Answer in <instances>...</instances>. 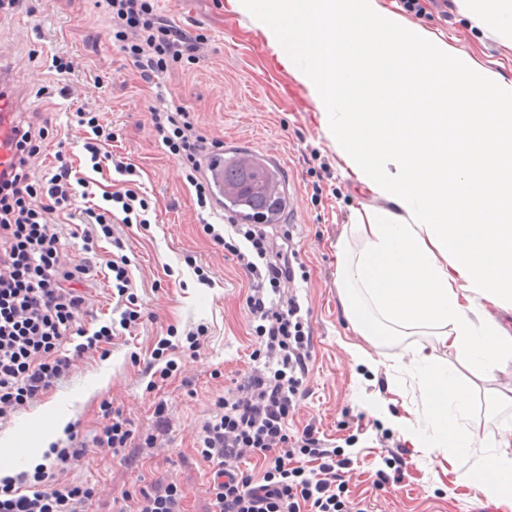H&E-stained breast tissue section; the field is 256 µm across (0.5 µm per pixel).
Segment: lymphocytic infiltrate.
I'll return each instance as SVG.
<instances>
[{
    "mask_svg": "<svg viewBox=\"0 0 512 512\" xmlns=\"http://www.w3.org/2000/svg\"><path fill=\"white\" fill-rule=\"evenodd\" d=\"M102 2L113 41L156 91L149 107L155 138L181 160L199 207H206L213 201V188L201 174V162L220 155L223 145L202 133L195 112L167 102L163 94L175 69L199 62L202 37L158 14L154 0ZM77 117L93 170L108 161L116 173L132 175L131 164L104 152L113 135L99 113L81 108ZM16 132L18 162L10 172L0 173V422L61 382L76 360L111 340L115 327L126 328L142 318L129 291L128 259L121 255L106 262L122 307L118 325H104L90 334L80 327L88 312L87 283L94 261L88 257L72 262L60 225L95 224L108 236L116 224H151L150 204L140 188L113 192L111 208L101 207L93 201L91 181L77 177L64 152H56L45 175L35 176L45 129L22 120ZM79 198L84 201L80 207L75 204ZM226 223L223 233L211 224L203 230L235 257L248 279L246 305L255 347L241 382L217 400V412L196 431V451L211 478V512H369L365 500L345 497L340 472L350 468V458L329 447L313 428L297 436L288 432V420L307 394L312 359L309 325L297 297H279L281 288L296 278L293 234L283 230L285 245L280 248L263 225L231 217ZM76 335L81 343H73ZM68 343L74 350L67 356L62 349ZM132 438L129 420L116 411L89 443L117 455ZM89 443L69 434L51 466H39L29 479L1 478L0 512H85L95 488L61 487L53 476ZM299 455L313 458L316 468L295 464ZM250 457L263 462L260 480L239 468ZM184 499L180 486L158 478L136 492L133 506L116 501L115 512H184Z\"/></svg>",
    "mask_w": 512,
    "mask_h": 512,
    "instance_id": "lymphocytic-infiltrate-1",
    "label": "lymphocytic infiltrate"
}]
</instances>
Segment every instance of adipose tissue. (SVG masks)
I'll return each mask as SVG.
<instances>
[{"label":"adipose tissue","instance_id":"ef3b65f1","mask_svg":"<svg viewBox=\"0 0 512 512\" xmlns=\"http://www.w3.org/2000/svg\"><path fill=\"white\" fill-rule=\"evenodd\" d=\"M309 91L342 170L382 206H364L351 254L336 243V286L355 331L378 344L417 328L481 377L512 366V79L409 22L384 0H233ZM512 49V0H453ZM425 421L386 413L414 447L464 471L476 494L512 512V440L477 453L460 424L469 382L416 351Z\"/></svg>","mask_w":512,"mask_h":512}]
</instances>
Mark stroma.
Masks as SVG:
<instances>
[{"instance_id":"35a3bbf8","label":"stroma","mask_w":512,"mask_h":512,"mask_svg":"<svg viewBox=\"0 0 512 512\" xmlns=\"http://www.w3.org/2000/svg\"><path fill=\"white\" fill-rule=\"evenodd\" d=\"M158 12L183 30L203 35L207 52L198 64L175 71L166 82V99L195 110L202 132L225 148L258 154L277 166L293 203L280 224L293 227V242L306 272L291 284L306 311L312 334L308 394L302 398L288 432L316 428L319 438L352 459L346 478L352 497L370 500L375 512H506L475 496L460 474L449 472L442 457L405 446L371 409L387 405L395 414L423 411L417 377L410 367L415 349L432 348L434 336L422 330L394 336L371 347L376 368L353 366L349 350L365 340L347 322L336 288V241L351 228L353 209L376 204V197L342 175L340 161L326 137L321 114L307 89L288 71L287 47L269 44L264 33L234 8L232 0H157ZM418 25L443 33L446 40L512 78V49L500 45L461 18L452 0H423ZM108 18L97 0H27L19 15L0 18V53L9 54L13 73L30 85L25 64L36 57L50 64L65 54L78 64L74 74L46 72L42 97L27 95L25 112L48 123L44 155L64 148L81 176L94 177L96 194L114 189L111 166L93 172L82 148L76 110L99 109L114 138L110 152L136 169L152 209L151 226L118 224L114 233L125 246L132 291L144 313L138 325L117 329L111 342L78 361L72 372L29 407L0 423V435H15L27 448L37 445L47 419L65 416L85 439L105 424L100 406L112 402L131 420L135 438L157 433L135 466L97 448H87L70 467L56 471L59 485L104 487L87 512H112V500L163 477L185 491V512H208L209 475L196 446V429L209 417L215 400L247 372L253 349L246 305L247 279L202 231L209 221L200 209L181 161L152 135L148 106L152 89L108 33ZM205 273L210 284L198 282ZM206 326L198 352L186 334ZM171 338L177 371L153 380L147 371L162 338ZM512 387V369L493 381H478L467 419L480 436L499 439L512 423V410L491 413L492 388ZM168 407V429L157 432L156 402ZM403 449L399 481L377 487L376 472L389 451Z\"/></svg>"}]
</instances>
